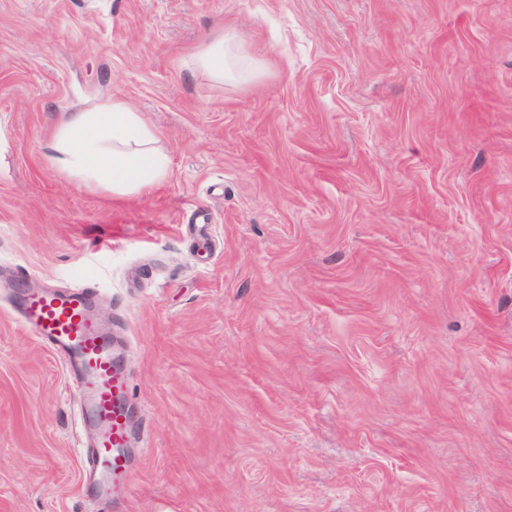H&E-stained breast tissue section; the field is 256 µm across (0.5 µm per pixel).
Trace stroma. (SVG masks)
Instances as JSON below:
<instances>
[{
  "instance_id": "35a3bbf8",
  "label": "stroma",
  "mask_w": 512,
  "mask_h": 512,
  "mask_svg": "<svg viewBox=\"0 0 512 512\" xmlns=\"http://www.w3.org/2000/svg\"><path fill=\"white\" fill-rule=\"evenodd\" d=\"M226 28L254 79L196 68ZM112 97L149 192L49 161ZM19 265L124 336L135 478L84 495L72 384L0 296V512H512V0H0Z\"/></svg>"
}]
</instances>
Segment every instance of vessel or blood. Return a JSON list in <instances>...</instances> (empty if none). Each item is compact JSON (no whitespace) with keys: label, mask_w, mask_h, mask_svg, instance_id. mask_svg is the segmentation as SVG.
<instances>
[{"label":"vessel or blood","mask_w":512,"mask_h":512,"mask_svg":"<svg viewBox=\"0 0 512 512\" xmlns=\"http://www.w3.org/2000/svg\"><path fill=\"white\" fill-rule=\"evenodd\" d=\"M94 288L22 292L16 296L26 334L47 344L65 362L75 386L82 424L92 426L94 441L84 460L94 492L103 498L127 492L131 483L123 454L130 431L126 417L129 377L90 306Z\"/></svg>","instance_id":"obj_1"}]
</instances>
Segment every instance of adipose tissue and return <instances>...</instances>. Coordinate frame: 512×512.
Masks as SVG:
<instances>
[{"mask_svg": "<svg viewBox=\"0 0 512 512\" xmlns=\"http://www.w3.org/2000/svg\"><path fill=\"white\" fill-rule=\"evenodd\" d=\"M195 62L225 78L248 80L254 76L252 58L231 30L199 49ZM154 140L138 113L124 100L112 98L88 109L62 113L50 161L69 177L113 194H139L168 174L167 156L150 147Z\"/></svg>", "mask_w": 512, "mask_h": 512, "instance_id": "1", "label": "adipose tissue"}]
</instances>
